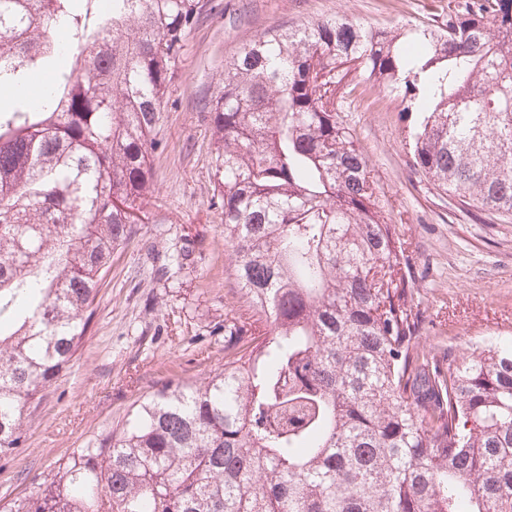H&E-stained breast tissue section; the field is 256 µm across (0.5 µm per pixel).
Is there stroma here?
<instances>
[{"label":"stroma","mask_w":512,"mask_h":512,"mask_svg":"<svg viewBox=\"0 0 512 512\" xmlns=\"http://www.w3.org/2000/svg\"><path fill=\"white\" fill-rule=\"evenodd\" d=\"M173 68L150 158L154 197L131 239L112 256L92 323L69 367L26 413V444L0 459V501L30 494L77 449L119 433L161 383L199 385L224 364V334L255 318L241 297L212 204L215 134L209 108L224 69L255 36L341 15L403 30L448 16L450 0H202ZM402 92L363 81L345 120L405 243L422 318L419 345L437 359L478 342L512 341V220L478 214L438 190L410 164ZM187 265L157 278L149 249Z\"/></svg>","instance_id":"stroma-1"}]
</instances>
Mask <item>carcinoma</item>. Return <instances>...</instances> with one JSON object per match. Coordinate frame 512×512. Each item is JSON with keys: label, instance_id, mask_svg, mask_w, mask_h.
Masks as SVG:
<instances>
[{"label": "carcinoma", "instance_id": "carcinoma-1", "mask_svg": "<svg viewBox=\"0 0 512 512\" xmlns=\"http://www.w3.org/2000/svg\"><path fill=\"white\" fill-rule=\"evenodd\" d=\"M200 0H0V458L70 364ZM404 90L411 166L512 216V0H454L405 33L335 16L261 35L212 103L224 245L270 338L169 380L123 432L0 512H512V345L419 349L409 257L342 116L357 78Z\"/></svg>", "mask_w": 512, "mask_h": 512}]
</instances>
